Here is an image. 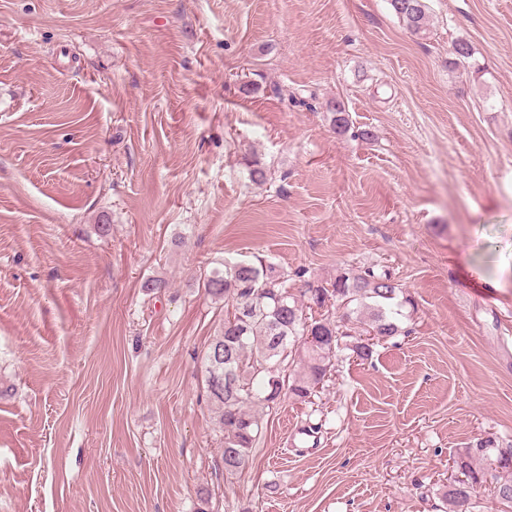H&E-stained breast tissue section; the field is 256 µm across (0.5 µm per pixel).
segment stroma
Masks as SVG:
<instances>
[{
	"label": "stroma",
	"instance_id": "1",
	"mask_svg": "<svg viewBox=\"0 0 512 512\" xmlns=\"http://www.w3.org/2000/svg\"><path fill=\"white\" fill-rule=\"evenodd\" d=\"M426 3L0 0V512H435L512 443V0ZM255 256L414 305L228 480L199 280ZM390 5L405 25L413 31L426 30L429 21L428 6L424 0H390ZM455 471L465 479L454 478L448 486L440 489L443 512H459V496L464 491L475 493L482 487L484 477L489 472L498 473L495 495L501 504L512 508V445L500 446L496 441L486 440L475 446L463 448L453 456ZM468 489L474 490L470 491Z\"/></svg>",
	"mask_w": 512,
	"mask_h": 512
}]
</instances>
